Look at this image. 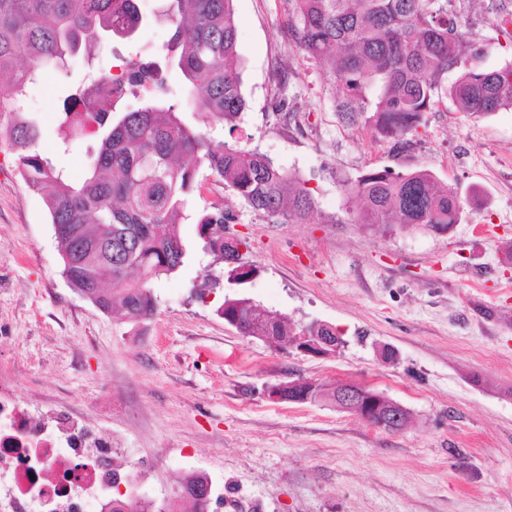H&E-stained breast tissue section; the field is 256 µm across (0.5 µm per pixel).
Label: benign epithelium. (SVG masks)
Returning <instances> with one entry per match:
<instances>
[{
    "label": "benign epithelium",
    "mask_w": 512,
    "mask_h": 512,
    "mask_svg": "<svg viewBox=\"0 0 512 512\" xmlns=\"http://www.w3.org/2000/svg\"><path fill=\"white\" fill-rule=\"evenodd\" d=\"M322 328L330 332L328 336H311L308 333L296 337L293 346L300 352L325 357L335 354L345 345L335 330L324 324ZM321 387L315 380L301 376L290 377L286 381L268 384L264 387V397L274 402L307 403L320 400ZM329 401L340 411L353 414L374 427L389 433L403 431L411 417L410 410L402 403L393 400L374 387L338 379L330 389Z\"/></svg>",
    "instance_id": "obj_1"
}]
</instances>
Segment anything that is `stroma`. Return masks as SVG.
<instances>
[{
    "label": "stroma",
    "instance_id": "35a3bbf8",
    "mask_svg": "<svg viewBox=\"0 0 512 512\" xmlns=\"http://www.w3.org/2000/svg\"><path fill=\"white\" fill-rule=\"evenodd\" d=\"M482 65L512 62V0H452ZM247 107L221 141L247 140L303 180L309 223L274 224L223 184L193 196L180 231L192 254L153 285L157 309L139 324L104 312L62 276L46 206L0 141V375L25 405L66 404L122 438L157 506L175 504L190 472L212 477L218 512H512V109L479 118L442 99L409 150L367 125L343 123L318 63L292 43L286 0H236ZM166 22L111 43L93 67L46 68L25 98L54 148L58 112L89 72L115 74L120 57L159 49ZM286 72L279 85L277 72ZM289 113L275 111L277 98ZM430 170L466 205L447 233L355 224L341 183L369 170ZM221 203L228 238L246 240L258 275L247 293L306 325L326 323L347 345L317 358L243 335L218 315L222 264L200 248L196 214ZM394 351L382 360L380 348ZM373 385L412 413L399 433L324 402L276 403L263 387L291 376Z\"/></svg>",
    "mask_w": 512,
    "mask_h": 512
}]
</instances>
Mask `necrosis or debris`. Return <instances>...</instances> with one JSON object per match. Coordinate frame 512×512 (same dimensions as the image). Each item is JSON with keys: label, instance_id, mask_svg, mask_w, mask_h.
Returning a JSON list of instances; mask_svg holds the SVG:
<instances>
[{"label": "necrosis or debris", "instance_id": "obj_1", "mask_svg": "<svg viewBox=\"0 0 512 512\" xmlns=\"http://www.w3.org/2000/svg\"><path fill=\"white\" fill-rule=\"evenodd\" d=\"M117 437L64 414L32 413L0 378V512H112L138 494L140 477L113 464Z\"/></svg>", "mask_w": 512, "mask_h": 512}]
</instances>
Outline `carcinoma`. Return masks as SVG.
I'll use <instances>...</instances> for the list:
<instances>
[{
  "mask_svg": "<svg viewBox=\"0 0 512 512\" xmlns=\"http://www.w3.org/2000/svg\"><path fill=\"white\" fill-rule=\"evenodd\" d=\"M175 32L160 62L122 61L119 82L141 100L115 113L108 97L90 112L72 104L90 99L91 84L77 87L60 112L57 133L67 147L95 127L82 178L72 180L39 148V125L23 115V90L47 63L63 66L106 36L129 37L143 24L133 0H0V112L14 115L4 136L16 152L29 186L43 199L71 288L103 311L118 302L137 322L153 317L152 283L176 273L190 258L178 231L198 176L224 183L255 213L275 224H306L315 207L304 181L256 148L236 141L214 144L209 130H236L247 102L238 65L234 0H164ZM450 0H288L294 22L289 35L308 58L321 64L337 90L336 112L351 124H370L394 149L411 137L447 96L469 116L512 108V63L489 70L482 50H463L460 16ZM177 69L188 95L176 104L161 93L160 71ZM457 73L447 83L448 73ZM193 112L198 124L181 114ZM359 202L355 224H395L405 231L449 232L463 211L454 189L427 169L408 173L371 170L342 184ZM232 215L221 205L197 214L202 251L218 263L237 248L224 242ZM217 312L240 332L285 345L302 331L243 293L224 298ZM208 486L200 479L181 488L203 512Z\"/></svg>",
  "mask_w": 512,
  "mask_h": 512,
  "instance_id": "1",
  "label": "carcinoma"
}]
</instances>
